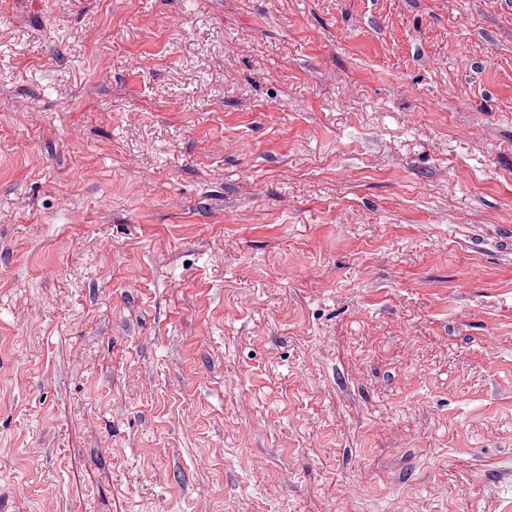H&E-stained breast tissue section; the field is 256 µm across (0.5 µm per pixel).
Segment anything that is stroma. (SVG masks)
<instances>
[{
	"label": "stroma",
	"mask_w": 512,
	"mask_h": 512,
	"mask_svg": "<svg viewBox=\"0 0 512 512\" xmlns=\"http://www.w3.org/2000/svg\"><path fill=\"white\" fill-rule=\"evenodd\" d=\"M0 512H512V0H0Z\"/></svg>",
	"instance_id": "35a3bbf8"
}]
</instances>
